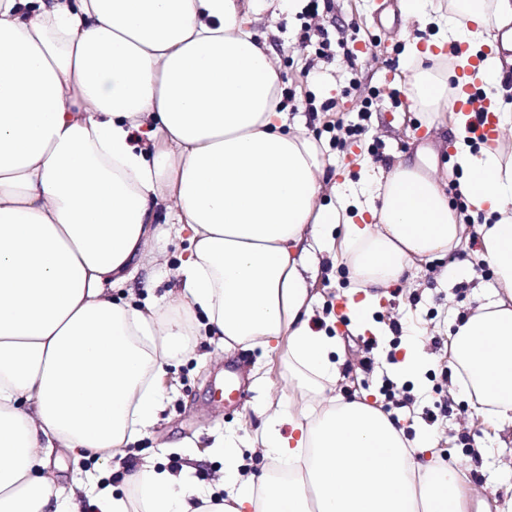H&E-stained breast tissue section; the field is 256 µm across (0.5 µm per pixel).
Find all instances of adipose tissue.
I'll use <instances>...</instances> for the list:
<instances>
[{"mask_svg":"<svg viewBox=\"0 0 512 512\" xmlns=\"http://www.w3.org/2000/svg\"><path fill=\"white\" fill-rule=\"evenodd\" d=\"M251 3L0 0V512H65L51 451L103 461L134 445L196 336L228 350L287 340L288 380L320 408L273 410L253 442L287 476L244 473L228 445L225 496L147 460L86 490L92 512H465L452 468L420 461L379 407L327 393L341 349L311 324L309 247L338 225L359 332L411 267L477 240L496 288L453 322L452 386L492 430L512 428V147L466 144L470 115L449 98L461 68L500 84L512 0H401L439 25L408 43L406 90L450 128L459 169L364 166L332 206L318 142L288 123L276 54L244 27ZM455 45L467 53L450 69ZM172 233L187 247L164 298L113 299L152 291L144 270Z\"/></svg>","mask_w":512,"mask_h":512,"instance_id":"adipose-tissue-1","label":"adipose tissue"}]
</instances>
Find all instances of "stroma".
I'll return each instance as SVG.
<instances>
[{
  "label": "stroma",
  "mask_w": 512,
  "mask_h": 512,
  "mask_svg": "<svg viewBox=\"0 0 512 512\" xmlns=\"http://www.w3.org/2000/svg\"><path fill=\"white\" fill-rule=\"evenodd\" d=\"M396 0H322L317 22L332 40L333 58L317 57L315 46L300 41L301 6L286 0H255L247 26L258 41L277 53L283 87L292 95L288 107L301 117L306 131L324 150L325 179L340 182L356 178L361 162L382 166L393 155L414 156L417 149L435 151L439 164L454 161L449 129H430L426 113L404 103L403 65L406 47L414 36L430 38L436 26L419 30L416 22L394 11ZM367 120H360L362 110ZM364 123L365 133L346 139L342 147L328 143L330 126ZM473 244L442 261L412 269L406 279L389 290L373 319L378 331L352 334L346 328L342 294L351 288L345 265H331L318 257L314 291L318 296L314 323L343 342L344 364L334 394L351 398L366 395L369 402L384 406L383 381L393 375L411 334L427 336L431 356L426 368L414 378L395 381L401 405L391 408L408 439L419 433L435 434V457L452 465L468 491L467 512H476L479 501H506L512 497V433L494 434L475 414L467 393L451 392L453 369L448 358V334L455 317L475 306L478 285L490 286V268L473 253ZM447 279H439L440 271ZM244 378V403L225 407L218 396L228 366ZM168 387L165 409L159 422L134 447L107 461L75 463L72 456L53 450L50 467L63 489L84 481L87 470L99 469L110 481L120 482L124 473L143 459L173 472L193 465V483L214 486L224 466V452L216 440L230 439L241 452L246 469L262 466L250 445L264 428L262 407L279 404L296 411L310 404L309 395L295 389L287 377V346L276 349L235 347L222 350L207 339L197 338L194 351L173 359L166 368ZM189 439L193 448L181 447ZM204 461L191 463L193 453Z\"/></svg>",
  "instance_id": "1"
}]
</instances>
